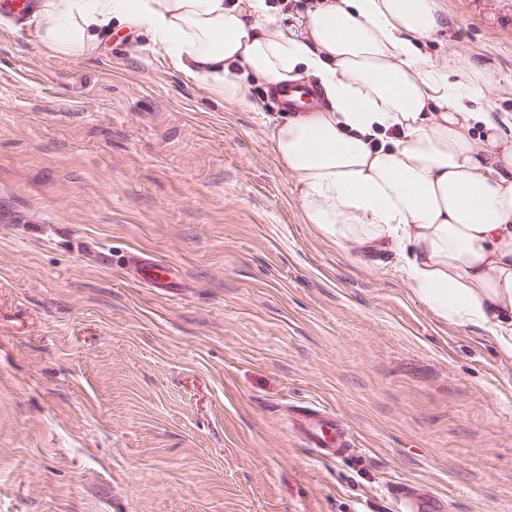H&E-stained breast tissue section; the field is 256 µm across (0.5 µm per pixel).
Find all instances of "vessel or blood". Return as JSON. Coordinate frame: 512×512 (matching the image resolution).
I'll return each instance as SVG.
<instances>
[{"mask_svg":"<svg viewBox=\"0 0 512 512\" xmlns=\"http://www.w3.org/2000/svg\"><path fill=\"white\" fill-rule=\"evenodd\" d=\"M270 101L276 111L282 113L303 112L323 107L325 96L309 83L276 86L269 91ZM123 264L137 282L161 291H170L176 285L174 267L164 265L141 252H128ZM291 432L303 445L315 449L329 458H352L357 454L354 435L333 410L310 403L293 407L289 415ZM397 496L405 500L410 512H447L448 502L443 497L415 490L404 485Z\"/></svg>","mask_w":512,"mask_h":512,"instance_id":"b4317fda","label":"vessel or blood"}]
</instances>
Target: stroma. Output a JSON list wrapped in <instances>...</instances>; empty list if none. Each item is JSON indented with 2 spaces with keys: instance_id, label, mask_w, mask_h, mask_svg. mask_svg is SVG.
<instances>
[{
  "instance_id": "1",
  "label": "stroma",
  "mask_w": 512,
  "mask_h": 512,
  "mask_svg": "<svg viewBox=\"0 0 512 512\" xmlns=\"http://www.w3.org/2000/svg\"><path fill=\"white\" fill-rule=\"evenodd\" d=\"M426 59L512 83V0H440ZM219 95L142 30L72 57L0 26V512H512V354L305 223L284 114ZM173 265L163 294L105 267ZM318 402L332 460L288 427ZM288 424L303 446L314 448L328 458H353L357 454L349 425L325 406L316 403L294 406ZM402 485L396 497L406 500L411 512H446L448 510V501L443 497L419 492L406 484Z\"/></svg>"
}]
</instances>
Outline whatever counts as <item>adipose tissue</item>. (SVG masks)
I'll use <instances>...</instances> for the list:
<instances>
[{"label": "adipose tissue", "instance_id": "adipose-tissue-1", "mask_svg": "<svg viewBox=\"0 0 512 512\" xmlns=\"http://www.w3.org/2000/svg\"><path fill=\"white\" fill-rule=\"evenodd\" d=\"M116 20L227 96L244 95L224 73L234 60L275 86L317 78L330 107L272 135L305 222L368 255L399 248L427 307L512 351V114L490 103L504 81L485 58L440 68L422 56L438 0H326L300 36L264 0H42L37 10L43 46L65 55L90 49ZM392 125L402 131L393 147L370 148L367 135Z\"/></svg>", "mask_w": 512, "mask_h": 512}]
</instances>
